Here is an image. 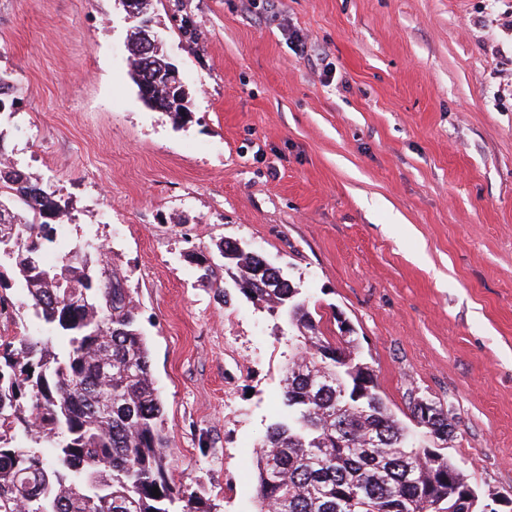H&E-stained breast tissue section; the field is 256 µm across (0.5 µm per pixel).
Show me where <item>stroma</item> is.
Instances as JSON below:
<instances>
[{
	"mask_svg": "<svg viewBox=\"0 0 512 512\" xmlns=\"http://www.w3.org/2000/svg\"><path fill=\"white\" fill-rule=\"evenodd\" d=\"M154 0L191 94L146 107L120 0H0V158L67 207L138 302L173 485L255 512L293 330L238 293L233 240L347 326L397 415L448 405V450L512 500V0ZM298 34L317 53L297 56ZM211 261L200 277L196 254Z\"/></svg>",
	"mask_w": 512,
	"mask_h": 512,
	"instance_id": "stroma-1",
	"label": "stroma"
}]
</instances>
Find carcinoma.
Returning <instances> with one entry per match:
<instances>
[{"label": "carcinoma", "mask_w": 512, "mask_h": 512, "mask_svg": "<svg viewBox=\"0 0 512 512\" xmlns=\"http://www.w3.org/2000/svg\"><path fill=\"white\" fill-rule=\"evenodd\" d=\"M150 2L136 0L130 75L139 90L149 83L146 106L183 118L188 93L166 79L163 44L145 49ZM173 15L198 38L183 3ZM5 204L15 222L12 278L46 336H0V512H217L198 491L168 481L163 405L131 292L81 248L46 264L44 243L55 241L65 211L0 162ZM228 252L226 241L220 254L238 270L239 292L297 330L282 379L288 413L256 454L258 512H484L488 499L448 457V410L431 402L435 414L420 428L399 419L356 338L323 336L301 289L273 275L248 287L254 258Z\"/></svg>", "instance_id": "obj_1"}]
</instances>
